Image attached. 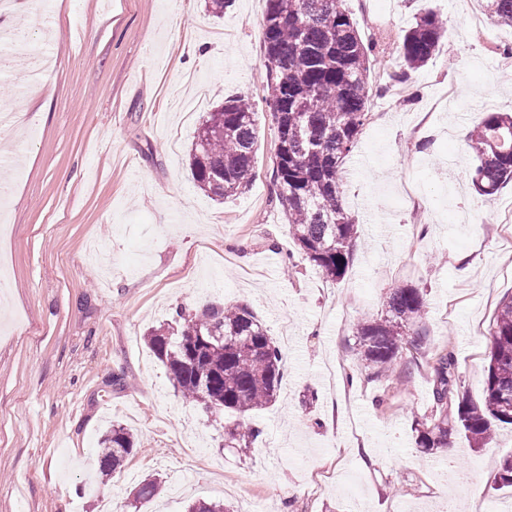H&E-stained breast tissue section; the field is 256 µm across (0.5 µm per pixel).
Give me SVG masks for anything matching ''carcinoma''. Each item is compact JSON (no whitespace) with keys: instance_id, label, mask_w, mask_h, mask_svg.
<instances>
[{"instance_id":"1","label":"carcinoma","mask_w":512,"mask_h":512,"mask_svg":"<svg viewBox=\"0 0 512 512\" xmlns=\"http://www.w3.org/2000/svg\"><path fill=\"white\" fill-rule=\"evenodd\" d=\"M263 47L267 78L263 99L277 132L273 181L293 241L323 278L341 279L349 267L356 224L341 196L342 166L355 148L372 95L370 62L344 0H266ZM485 11L512 27V0H486ZM448 32L436 13L419 14L404 35L403 68L394 80L428 64ZM253 94L239 92L206 113L192 143L190 168L196 186L222 200L243 193L255 164ZM476 160L472 182L484 196L512 180V115L486 112L469 136ZM424 314L421 290L402 285L389 297L386 316L356 325L361 358L372 376L387 375L401 358L406 327ZM180 330L154 329L147 347L166 366L175 389L218 418L273 405L284 376V357L245 305L215 303L200 311L175 310ZM455 358L438 355L432 398L435 414L421 431V447L439 448L459 427L476 443L492 440L493 424H512V297L496 311L483 401L465 399L448 409ZM259 429L239 424L225 439L249 448ZM98 478L107 480L138 449L131 431L111 425L98 440ZM163 484L147 480L137 499L158 495Z\"/></svg>"}]
</instances>
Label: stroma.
I'll list each match as a JSON object with an SVG mask.
<instances>
[{"label": "stroma", "mask_w": 512, "mask_h": 512, "mask_svg": "<svg viewBox=\"0 0 512 512\" xmlns=\"http://www.w3.org/2000/svg\"><path fill=\"white\" fill-rule=\"evenodd\" d=\"M461 0H346L375 42L369 119L342 186L358 239L345 276L324 279L297 250L271 178L276 129L262 99L266 0H235L216 17L209 0H24L0 23L46 40L44 88L21 94L27 59L0 67V512H184L195 500L232 512H512L498 475L512 425L476 447L448 438L471 478L469 494L436 471L418 423L433 411L440 352L454 351L453 387L484 397L496 307L512 295V244L488 219L512 205V182L478 195L464 133L485 100L512 112V71L498 54L512 29L476 30ZM430 9L448 24L436 57L390 89L399 47ZM251 90L257 112L250 190L216 201L192 179L200 112ZM453 107L434 108L443 90ZM416 186L426 209L401 205ZM471 277L460 276L462 262ZM423 291L425 314L404 339L395 375L374 378L354 328L387 311L394 288ZM246 304L269 336L289 333L277 402L245 415L261 434L250 450L224 445L236 414L215 423L182 397L148 350L149 330L178 306ZM120 423L141 447L104 484L88 487L96 443ZM164 492L135 504L145 479Z\"/></svg>", "instance_id": "1"}]
</instances>
